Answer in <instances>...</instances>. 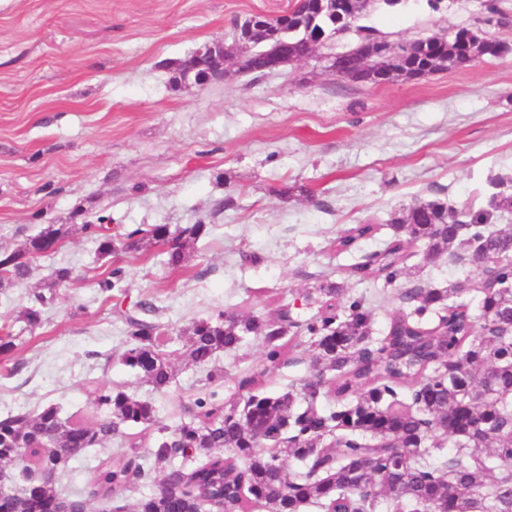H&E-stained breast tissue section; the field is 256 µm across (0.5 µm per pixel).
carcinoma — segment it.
Wrapping results in <instances>:
<instances>
[{"instance_id": "carcinoma-1", "label": "carcinoma", "mask_w": 512, "mask_h": 512, "mask_svg": "<svg viewBox=\"0 0 512 512\" xmlns=\"http://www.w3.org/2000/svg\"><path fill=\"white\" fill-rule=\"evenodd\" d=\"M349 0H325L327 8L312 18L313 0H297L288 14L256 33L261 45L286 40L301 58L314 55L315 32L331 39L355 31L356 48L335 54L351 81L367 83L362 74L382 70L388 77L409 75L421 58L428 69H464L484 57L494 41L486 27L502 23L500 11L468 27L442 30L423 38L420 48L408 42L382 54L368 48L381 40L361 24L368 7L350 15ZM266 75L250 54L224 56V74ZM502 211L512 212V194L495 191L481 207L455 208L438 200L415 201L391 214L386 226L393 236L386 246L355 259L348 278L382 284L396 291L409 310L395 314L386 334L371 339L374 315L362 296L322 276L314 288L316 313L300 324L282 303L276 316L243 315L220 310L183 331L187 356L208 367L206 382L181 405L173 426L158 420L153 403L122 390L96 388L93 403L107 415L67 422L58 407L36 412L18 410L0 416V462L13 464L27 484H0V512H88V497L55 488L69 462L90 448L115 440L126 448L102 463L89 497L108 498L139 487L163 466L158 490L141 498L135 512H377L392 501L395 512H512V226L492 228ZM380 224H355L334 241L338 253L352 254L358 241L374 236ZM70 224H47L22 247L0 250V288L23 284L31 261L59 247ZM198 220L183 227L153 224L129 228L121 235L129 250L159 247L166 263L178 268L188 243L205 236ZM482 259L500 263L501 283L483 288L476 279L433 288L407 279L408 249L424 247L425 259L443 255L461 261L462 238ZM118 251L108 234L97 238V254L110 259ZM71 270H55L53 279L32 292L20 320L24 329L40 327L43 307ZM479 301L480 314L468 299ZM299 328L313 338V374L298 388L281 394L266 391V372L240 370L234 378L237 399L224 403L218 387L224 367L219 354L237 349L248 336L260 338L273 366L300 361L299 344L289 337ZM132 344L122 362L153 389L174 378L162 350V328L138 315L126 319ZM142 426L144 436L127 430ZM455 451L443 454L444 443ZM301 469L291 474L285 462Z\"/></svg>"}]
</instances>
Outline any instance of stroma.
<instances>
[{
	"instance_id": "35a3bbf8",
	"label": "stroma",
	"mask_w": 512,
	"mask_h": 512,
	"mask_svg": "<svg viewBox=\"0 0 512 512\" xmlns=\"http://www.w3.org/2000/svg\"><path fill=\"white\" fill-rule=\"evenodd\" d=\"M485 0L376 4L365 18L397 44L467 27ZM295 0H0V248L14 249L46 224L127 226L204 221L208 236L182 268L158 249L118 250L99 260L79 232L36 259L27 284L0 290V334L18 335L0 355V415L48 404L62 417H105L91 392L109 387L150 400L158 419L178 420L180 400L203 384L179 342L168 349L175 377L166 391L121 362L125 318L149 303L150 320L176 336L217 311L265 315L267 295L292 302L303 321L316 303L300 295L316 275L353 258L332 243L352 225L385 223L415 201L481 203L492 176L512 193V51L466 69L372 86L336 79L323 54L265 76L233 75L205 87L175 83L174 69L205 44L231 42L237 20L274 18ZM224 210H217V203ZM410 264L432 285L478 277L471 264H429L415 245ZM124 267L121 287L98 282ZM72 271L27 332L19 317L31 289L56 268ZM364 296L382 337L400 305L381 286L347 281ZM224 395L237 371H267L268 388L309 377L308 364L270 367L259 338L222 353ZM116 442L89 449L59 476L85 492Z\"/></svg>"
}]
</instances>
